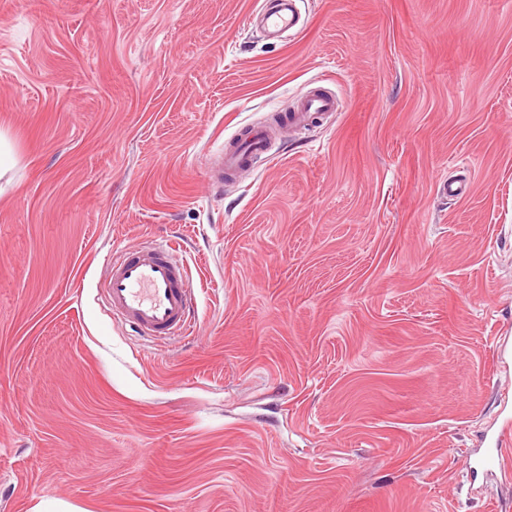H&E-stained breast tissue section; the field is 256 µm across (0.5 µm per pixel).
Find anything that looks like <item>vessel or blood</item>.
<instances>
[{
    "label": "vessel or blood",
    "instance_id": "obj_1",
    "mask_svg": "<svg viewBox=\"0 0 512 512\" xmlns=\"http://www.w3.org/2000/svg\"><path fill=\"white\" fill-rule=\"evenodd\" d=\"M298 0H275L261 7L265 27L273 32L290 31L298 24ZM336 97L313 92L298 102L290 115L292 125L305 127L314 119L337 111ZM271 132L267 127L247 129L239 146L219 153L220 167L236 170L251 163L269 149ZM105 295L114 317L142 329L152 339L181 335L194 315L193 295L187 285L184 262L173 247L123 249L109 260ZM469 471L498 467L512 469V416L507 415L497 432L487 441L484 452L466 457Z\"/></svg>",
    "mask_w": 512,
    "mask_h": 512
}]
</instances>
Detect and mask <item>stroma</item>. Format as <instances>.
<instances>
[{
	"instance_id": "obj_1",
	"label": "stroma",
	"mask_w": 512,
	"mask_h": 512,
	"mask_svg": "<svg viewBox=\"0 0 512 512\" xmlns=\"http://www.w3.org/2000/svg\"><path fill=\"white\" fill-rule=\"evenodd\" d=\"M255 8L0 0V512H512L464 469L512 388V0H299L278 41ZM158 243L194 335L102 298ZM339 103L336 97L322 92L305 95L298 102L290 115V123L299 127H307L314 119L329 112H336ZM245 131L246 133L236 149L225 153L224 150L219 152L218 171L221 177L224 174V167L233 171L243 166H249L256 158H260L267 153L271 139L270 130L266 126L243 128L236 134V139L240 138Z\"/></svg>"
}]
</instances>
